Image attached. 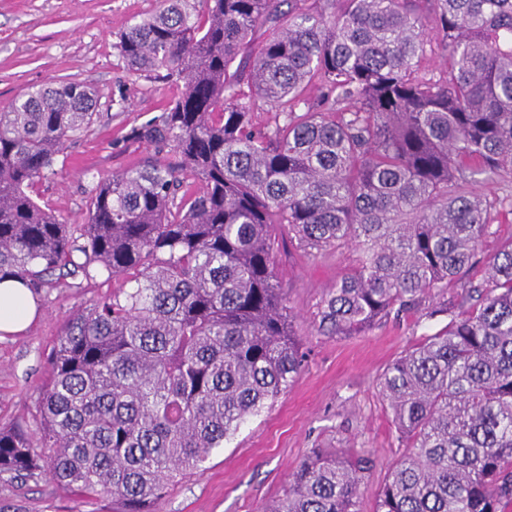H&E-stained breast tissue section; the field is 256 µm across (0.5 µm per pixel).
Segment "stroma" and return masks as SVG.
I'll use <instances>...</instances> for the list:
<instances>
[{
    "label": "stroma",
    "instance_id": "1",
    "mask_svg": "<svg viewBox=\"0 0 512 512\" xmlns=\"http://www.w3.org/2000/svg\"><path fill=\"white\" fill-rule=\"evenodd\" d=\"M156 0H0V107L34 86L79 82L94 95L90 127L68 143L55 177L31 189L39 204L67 224L83 223L88 192L113 172L152 153L130 140L131 129L158 115L176 94L165 81L129 72L113 46ZM353 250L306 254L283 246L279 281L296 315L305 360L296 382L271 408L250 419L216 449L202 468L176 482L151 512H259L283 495L292 473L314 448L373 460L360 487L361 512H373L387 468L405 450L392 425L377 378L447 316L419 308L390 316L359 336H319L313 330L326 288L351 267ZM112 283L75 288L61 278L41 300V314L25 332L0 339V427L31 423L46 358L63 324ZM0 512H121L107 496L87 499L60 488L48 474L0 473Z\"/></svg>",
    "mask_w": 512,
    "mask_h": 512
}]
</instances>
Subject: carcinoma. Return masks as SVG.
<instances>
[{"mask_svg": "<svg viewBox=\"0 0 512 512\" xmlns=\"http://www.w3.org/2000/svg\"><path fill=\"white\" fill-rule=\"evenodd\" d=\"M115 48L181 92L132 129L154 155L92 188L79 236L28 188L93 122L90 89L48 85L0 110V281L36 301L64 269L128 284L64 324L36 432L0 428V473L46 471L150 512L299 376L276 271L286 233L309 254L357 252L322 297L320 336L463 283L466 307L436 306L444 328L377 378L407 451L374 512H507L512 240L468 276L512 199L463 181L512 167V0H160ZM370 467L314 448L261 512H360Z\"/></svg>", "mask_w": 512, "mask_h": 512, "instance_id": "1", "label": "carcinoma"}]
</instances>
